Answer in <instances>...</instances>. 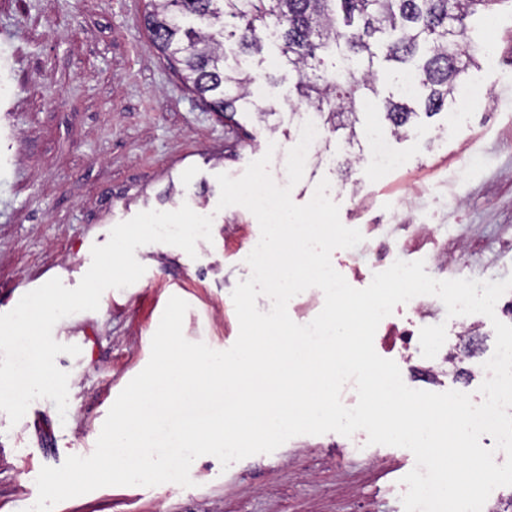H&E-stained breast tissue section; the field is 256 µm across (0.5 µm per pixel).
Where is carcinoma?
<instances>
[{
    "instance_id": "obj_1",
    "label": "carcinoma",
    "mask_w": 512,
    "mask_h": 512,
    "mask_svg": "<svg viewBox=\"0 0 512 512\" xmlns=\"http://www.w3.org/2000/svg\"><path fill=\"white\" fill-rule=\"evenodd\" d=\"M506 0H148L143 22L190 91L236 127L239 112L274 114L248 96L257 75L241 62L279 40L280 65L298 74V103L336 132L355 136L358 113L379 103L399 135L418 115L438 114L479 64L467 18ZM234 48L228 64L224 45ZM403 66L420 94L379 97L376 63Z\"/></svg>"
}]
</instances>
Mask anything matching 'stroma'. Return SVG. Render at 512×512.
I'll return each instance as SVG.
<instances>
[{"label":"stroma","mask_w":512,"mask_h":512,"mask_svg":"<svg viewBox=\"0 0 512 512\" xmlns=\"http://www.w3.org/2000/svg\"><path fill=\"white\" fill-rule=\"evenodd\" d=\"M145 3L0 0V300H20L54 277L76 287L92 247L139 212L186 204L214 216L212 239L198 244L196 257L164 243L137 248L146 268L137 282L106 290L98 310L55 325L56 341L81 349L56 359L69 375L67 415L48 399L15 424L0 411V512L35 503L42 467L94 451L116 397L149 361L171 296L189 305L184 336L218 351L234 344L231 293L250 275L245 259L260 227L244 207L218 209L216 176L239 177L269 151L274 181L287 182L301 119L287 103L295 73L279 69L266 120L238 113L246 137L226 156L229 126L157 51L141 24ZM470 25L478 49L496 58L466 77L485 92L478 104L450 101L434 117L418 115L402 137L378 107L364 110L356 140L325 133L321 159L291 191L303 205L329 179L341 222L364 236L331 255L354 288L386 270L375 259L380 249L424 261L439 280L512 275V0L477 12ZM372 133L388 137L406 166L375 171L366 153ZM447 343L464 360L437 391L474 392L478 366L495 347L491 322L469 339L448 327ZM414 466L411 451L356 435H299L226 468L198 457L189 488L106 486L54 512H404L402 479Z\"/></svg>","instance_id":"stroma-1"}]
</instances>
